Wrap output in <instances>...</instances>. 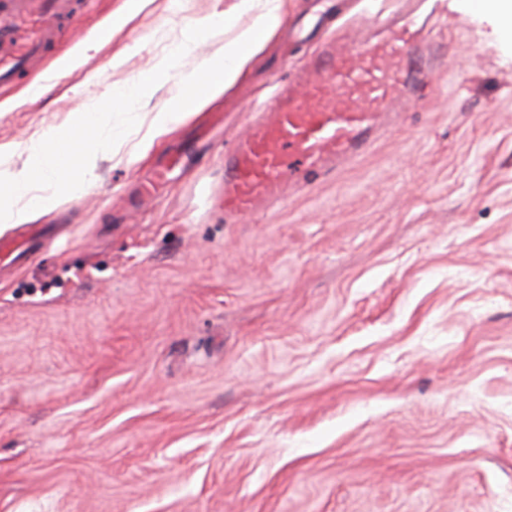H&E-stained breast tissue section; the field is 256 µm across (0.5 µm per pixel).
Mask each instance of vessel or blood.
<instances>
[{"instance_id": "b4317fda", "label": "vessel or blood", "mask_w": 512, "mask_h": 512, "mask_svg": "<svg viewBox=\"0 0 512 512\" xmlns=\"http://www.w3.org/2000/svg\"><path fill=\"white\" fill-rule=\"evenodd\" d=\"M15 41L11 19H0V89L10 87L17 70L41 51L34 42L14 53ZM424 41L408 11L383 37L342 35L322 43L298 84L281 83L248 133L225 148L218 198L225 214L246 219L282 200L288 186L329 175L364 154L395 100L423 78ZM178 163L175 157L159 160L141 184V200L153 199ZM41 238V227L24 226L18 240L0 242V252L31 253Z\"/></svg>"}]
</instances>
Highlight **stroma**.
Returning <instances> with one entry per match:
<instances>
[{
    "label": "stroma",
    "mask_w": 512,
    "mask_h": 512,
    "mask_svg": "<svg viewBox=\"0 0 512 512\" xmlns=\"http://www.w3.org/2000/svg\"><path fill=\"white\" fill-rule=\"evenodd\" d=\"M75 0L0 90V146L135 84L234 0ZM314 0L223 95L98 164L0 270V512H512V35L429 18L432 82L365 154L248 222L224 149L324 37ZM119 65H112V58ZM186 162L135 206L165 150Z\"/></svg>",
    "instance_id": "1"
}]
</instances>
